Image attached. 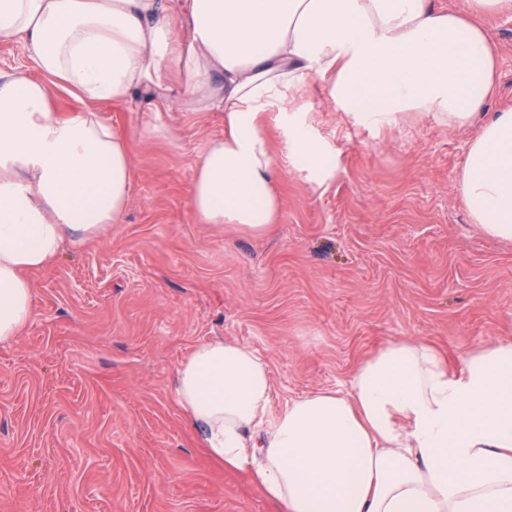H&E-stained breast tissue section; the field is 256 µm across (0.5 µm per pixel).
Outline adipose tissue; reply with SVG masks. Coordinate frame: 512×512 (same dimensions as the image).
I'll return each instance as SVG.
<instances>
[{
	"instance_id": "adipose-tissue-1",
	"label": "adipose tissue",
	"mask_w": 512,
	"mask_h": 512,
	"mask_svg": "<svg viewBox=\"0 0 512 512\" xmlns=\"http://www.w3.org/2000/svg\"><path fill=\"white\" fill-rule=\"evenodd\" d=\"M187 0L179 38L160 0H0V39L22 42L40 78L0 71V343L34 315L30 276L63 247L119 223L134 170L127 141L90 108L59 112L52 92L121 101L163 94L224 114L199 158L190 198L200 224L262 235L276 220L265 112L288 119L295 164L336 168L297 97L321 81L352 127L414 114L480 121L459 187L485 234L512 241V110L486 111L495 78L487 13L512 0ZM273 384L253 349L215 338L180 362L175 400L207 457L247 472L280 512H512V340L452 370L437 346L405 339L374 351L343 390L268 412Z\"/></svg>"
}]
</instances>
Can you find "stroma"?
Wrapping results in <instances>:
<instances>
[{
  "mask_svg": "<svg viewBox=\"0 0 512 512\" xmlns=\"http://www.w3.org/2000/svg\"><path fill=\"white\" fill-rule=\"evenodd\" d=\"M497 70L487 109L512 108V14L483 17ZM165 95L170 137L147 134L151 98L85 104L130 143L121 223L34 273V317L0 344V512H278L245 472L212 463L175 403L195 345L255 350L274 383L270 418L305 394L346 388L397 339L454 362L512 338V242L473 224L459 176L477 126L431 116L394 129L346 125L318 85L301 102L336 161L316 182L267 112L280 209L262 236L196 223L195 166L224 134L219 112Z\"/></svg>",
  "mask_w": 512,
  "mask_h": 512,
  "instance_id": "stroma-1",
  "label": "stroma"
}]
</instances>
